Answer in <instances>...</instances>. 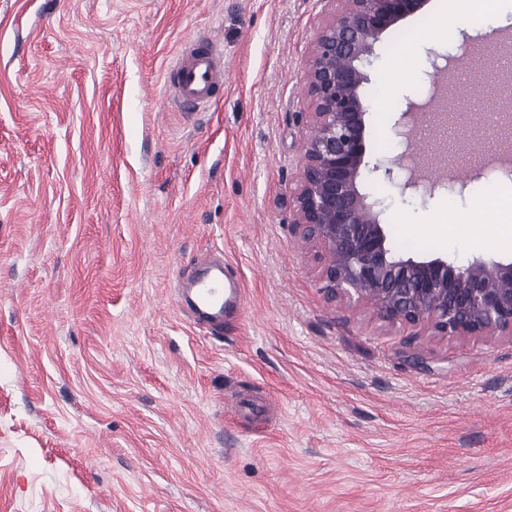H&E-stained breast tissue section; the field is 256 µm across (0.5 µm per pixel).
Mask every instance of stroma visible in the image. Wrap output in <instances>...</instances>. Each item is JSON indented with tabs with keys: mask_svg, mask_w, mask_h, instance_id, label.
Wrapping results in <instances>:
<instances>
[{
	"mask_svg": "<svg viewBox=\"0 0 512 512\" xmlns=\"http://www.w3.org/2000/svg\"><path fill=\"white\" fill-rule=\"evenodd\" d=\"M333 9L0 0V512H512V338L328 301L292 227ZM491 30L512 43V0H430L375 46L360 187L402 257L512 262L471 236L489 212L512 235L485 197L512 190L483 119L512 102L476 89L512 81V57L475 58ZM196 35L224 50V93L186 112L165 69ZM444 99L468 126H439ZM397 158L416 188L374 172ZM212 259L244 292L218 332L177 298Z\"/></svg>",
	"mask_w": 512,
	"mask_h": 512,
	"instance_id": "35a3bbf8",
	"label": "stroma"
}]
</instances>
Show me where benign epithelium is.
I'll return each mask as SVG.
<instances>
[{
	"mask_svg": "<svg viewBox=\"0 0 512 512\" xmlns=\"http://www.w3.org/2000/svg\"><path fill=\"white\" fill-rule=\"evenodd\" d=\"M335 10L312 46L309 134L293 192L292 224L329 256L319 279L327 298L366 306L391 325L433 336L512 337V263L404 259L359 189L367 127L362 87L375 45L429 0H331Z\"/></svg>",
	"mask_w": 512,
	"mask_h": 512,
	"instance_id": "obj_1",
	"label": "benign epithelium"
}]
</instances>
